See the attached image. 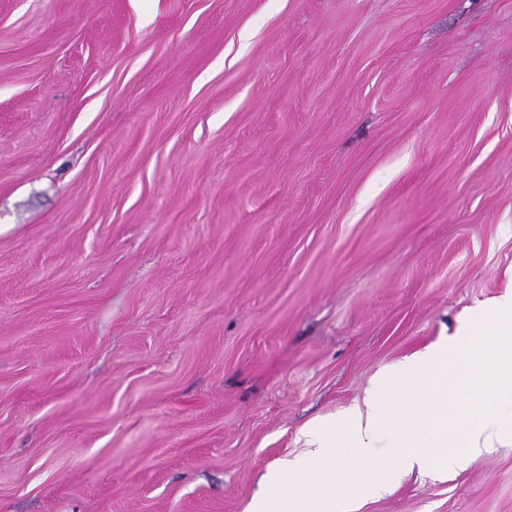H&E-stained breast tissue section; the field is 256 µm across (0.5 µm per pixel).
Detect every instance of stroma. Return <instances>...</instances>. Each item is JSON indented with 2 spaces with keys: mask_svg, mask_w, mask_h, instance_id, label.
I'll use <instances>...</instances> for the list:
<instances>
[{
  "mask_svg": "<svg viewBox=\"0 0 512 512\" xmlns=\"http://www.w3.org/2000/svg\"><path fill=\"white\" fill-rule=\"evenodd\" d=\"M509 293L512 0H0V512H244Z\"/></svg>",
  "mask_w": 512,
  "mask_h": 512,
  "instance_id": "stroma-1",
  "label": "stroma"
}]
</instances>
